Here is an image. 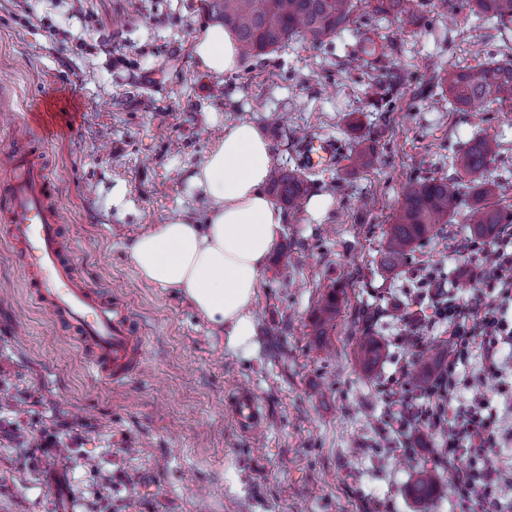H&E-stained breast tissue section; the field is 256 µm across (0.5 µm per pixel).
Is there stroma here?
Segmentation results:
<instances>
[{"label": "stroma", "instance_id": "35a3bbf8", "mask_svg": "<svg viewBox=\"0 0 512 512\" xmlns=\"http://www.w3.org/2000/svg\"><path fill=\"white\" fill-rule=\"evenodd\" d=\"M421 2L418 29L362 7L357 29L328 44L293 41L217 77L192 56L213 22L202 0H0V151L26 127L54 129L48 154L79 274L118 293L150 338L140 376L118 388L91 380L79 346L27 296L0 223V512H460L451 486L431 507L407 492L420 464L448 471L432 435L408 429V456L382 428L414 272L438 268L451 295H472L479 274L457 252L470 233L443 225L391 272L380 259L409 182L453 176L449 150L474 137L499 142L490 173L512 201V105L459 111L428 92L440 67L512 54V29ZM364 28L397 45L390 112L370 106L363 69L342 65ZM241 121L272 144L274 166L300 168L313 138L334 140L342 159L308 174V195L329 198L323 216L286 211L288 259L269 257L255 334L236 344L176 289L142 279L128 247L151 224L205 223L191 176ZM364 138L377 160L356 171L345 158ZM334 288L346 302L320 343L311 317ZM367 334L385 348L369 370L355 357ZM241 386L266 413L252 431L230 414ZM44 430L55 448L28 456Z\"/></svg>", "mask_w": 512, "mask_h": 512}]
</instances>
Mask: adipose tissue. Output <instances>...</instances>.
Segmentation results:
<instances>
[{
    "instance_id": "obj_1",
    "label": "adipose tissue",
    "mask_w": 512,
    "mask_h": 512,
    "mask_svg": "<svg viewBox=\"0 0 512 512\" xmlns=\"http://www.w3.org/2000/svg\"><path fill=\"white\" fill-rule=\"evenodd\" d=\"M193 55L215 76L234 73L240 65L237 41L219 24L202 31ZM272 165L273 148L254 124L225 127L191 179L208 198L206 223L174 218L151 224L130 246L143 279L177 289L234 341L254 334L249 308L285 224L282 211L261 191Z\"/></svg>"
}]
</instances>
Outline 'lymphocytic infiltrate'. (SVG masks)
Segmentation results:
<instances>
[{"instance_id": "obj_1", "label": "lymphocytic infiltrate", "mask_w": 512, "mask_h": 512, "mask_svg": "<svg viewBox=\"0 0 512 512\" xmlns=\"http://www.w3.org/2000/svg\"><path fill=\"white\" fill-rule=\"evenodd\" d=\"M463 257L478 269L480 286L472 297L451 300L432 269L416 274L419 299L448 324V359L430 383V395L419 401L408 384L391 386L384 426L401 431L408 422L425 423L441 439L440 455L452 473L454 494L463 512H503L502 495L512 488V427L493 415L485 398L465 407L457 402L472 379L465 371L477 357L483 373L502 375L512 365V319L502 307L512 303V225L492 240H467Z\"/></svg>"}]
</instances>
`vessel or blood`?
<instances>
[{
	"label": "vessel or blood",
	"mask_w": 512,
	"mask_h": 512,
	"mask_svg": "<svg viewBox=\"0 0 512 512\" xmlns=\"http://www.w3.org/2000/svg\"><path fill=\"white\" fill-rule=\"evenodd\" d=\"M336 149L330 140L307 141L303 163L311 169L333 166ZM0 197L6 200L0 210V219L9 226L6 241L19 260L28 292L79 345L89 373L113 386L137 377L150 339L121 300L78 276L75 248L63 235L55 181L41 152L17 150L9 156ZM231 414L245 428L265 418L247 390L236 391Z\"/></svg>",
	"instance_id": "obj_1"
}]
</instances>
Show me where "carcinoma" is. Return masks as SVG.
Listing matches in <instances>:
<instances>
[{
    "instance_id": "obj_1",
    "label": "carcinoma",
    "mask_w": 512,
    "mask_h": 512,
    "mask_svg": "<svg viewBox=\"0 0 512 512\" xmlns=\"http://www.w3.org/2000/svg\"><path fill=\"white\" fill-rule=\"evenodd\" d=\"M204 10L230 29L243 53L261 57L278 51L293 39L313 45L330 42L338 33L356 23L358 0H203ZM376 15H390L407 26H417V0H364ZM468 9L478 15H490L504 27L512 25V0H465ZM394 52L390 39L378 33H362V62L370 82L388 93L399 85V78L387 65ZM434 86L448 90L449 102L460 110L512 102V55L505 54L478 71L453 67L443 69ZM500 144L494 138L477 137L465 148L453 152L451 167L472 177V200L461 207L462 184L456 178L432 177L411 186L404 196L386 234L381 265L393 270L406 261L417 247L432 238L440 226L459 215L469 232L478 239L494 237L506 223V211L500 206L501 185L487 175L491 163L499 155ZM375 148L364 142L352 154L356 170L372 166ZM307 179L299 169L278 168L269 183V193L284 207L301 204L307 192ZM341 293L332 289L312 317L313 334L323 337L336 320ZM382 356V345L373 336H365L358 344L356 357L369 367ZM437 362L422 358L418 362L416 382L425 391ZM440 477L433 471L420 470L408 487V494L418 502L434 500Z\"/></svg>"
}]
</instances>
